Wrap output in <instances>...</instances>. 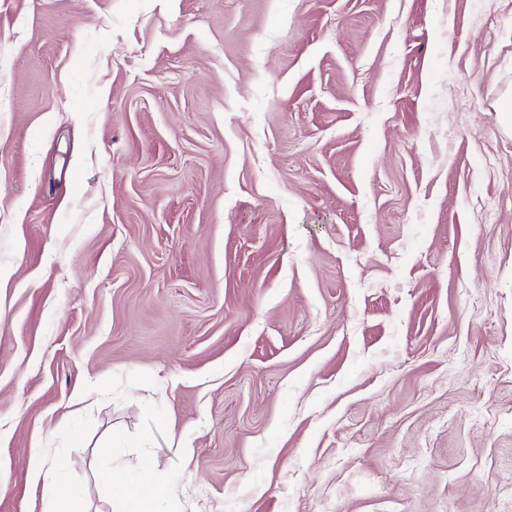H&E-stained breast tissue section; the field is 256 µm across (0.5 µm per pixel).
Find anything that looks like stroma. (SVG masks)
<instances>
[{"instance_id":"35a3bbf8","label":"stroma","mask_w":512,"mask_h":512,"mask_svg":"<svg viewBox=\"0 0 512 512\" xmlns=\"http://www.w3.org/2000/svg\"><path fill=\"white\" fill-rule=\"evenodd\" d=\"M509 96L512 0H0V512H512ZM112 485L121 490V510L114 512H164L161 503L167 496L164 485L134 478L122 469H112Z\"/></svg>"}]
</instances>
